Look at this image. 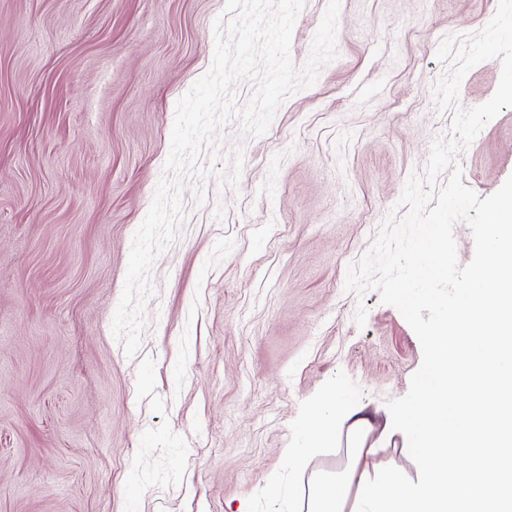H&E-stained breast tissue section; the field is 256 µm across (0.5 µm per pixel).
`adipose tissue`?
Instances as JSON below:
<instances>
[{
  "instance_id": "obj_1",
  "label": "adipose tissue",
  "mask_w": 512,
  "mask_h": 512,
  "mask_svg": "<svg viewBox=\"0 0 512 512\" xmlns=\"http://www.w3.org/2000/svg\"><path fill=\"white\" fill-rule=\"evenodd\" d=\"M491 269L476 270L448 302L433 301L438 324L427 337L434 384L419 385L413 400L389 416L385 433L398 430L419 474L396 465L370 466L372 423L365 408L330 398L288 451L299 466L318 448L336 442L337 428L351 437L347 460L333 475L308 481L302 512H475L470 490L496 488L499 463L512 458V412L500 407L499 389L512 385V202L488 211L483 226ZM461 382L472 399L448 394ZM453 448L447 467L437 449Z\"/></svg>"
}]
</instances>
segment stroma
I'll list each match as a JSON object with an SVG mask.
<instances>
[{"mask_svg": "<svg viewBox=\"0 0 512 512\" xmlns=\"http://www.w3.org/2000/svg\"><path fill=\"white\" fill-rule=\"evenodd\" d=\"M327 0L290 47L307 60ZM497 0H340L336 58L197 165L166 167L178 101L212 67L226 0H0V512H287L285 454L332 394L376 412L421 344L377 291L346 290L453 109L437 49ZM493 58L457 106L488 101ZM479 196L512 176V108L454 156ZM282 498L265 496L268 481Z\"/></svg>", "mask_w": 512, "mask_h": 512, "instance_id": "35a3bbf8", "label": "stroma"}]
</instances>
